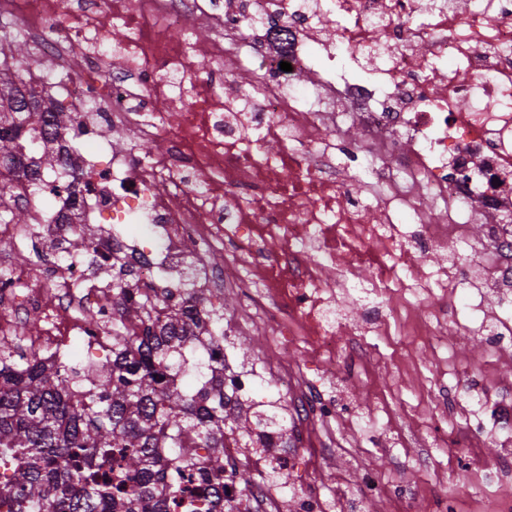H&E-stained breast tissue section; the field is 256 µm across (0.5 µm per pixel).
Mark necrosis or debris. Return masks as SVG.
Returning <instances> with one entry per match:
<instances>
[{
    "label": "necrosis or debris",
    "mask_w": 512,
    "mask_h": 512,
    "mask_svg": "<svg viewBox=\"0 0 512 512\" xmlns=\"http://www.w3.org/2000/svg\"><path fill=\"white\" fill-rule=\"evenodd\" d=\"M191 14L211 25L208 54L217 70L193 75L188 49ZM335 21L332 38L313 33ZM0 22L30 37L54 62L82 59V76L66 97L75 109L65 130L39 137L59 155L57 183L72 184L51 211L41 195L19 186L0 196L1 210L31 212L28 224H1L0 239L27 243L35 257L53 251L41 276L25 267L0 269V339L43 354L79 338L90 355L111 350L119 318L101 255H119L138 287L156 288L159 311L181 305L186 270L202 301L222 292L240 298L224 319V341L197 330L201 362L224 364V391L252 399L260 374L233 363L228 347L243 331L262 327L272 350H298L322 364L319 378L282 359L267 363L283 420L304 429L297 447L283 431L269 432L268 459L330 450L340 407L325 390L347 378L372 352L369 335L385 336L395 308L418 298L416 336H438L448 300L469 287L470 307L482 311L487 284L501 287L499 313L481 322L492 350L512 340V0H0ZM129 32L107 45L112 26ZM265 71L244 104L215 92L220 63ZM308 78L300 101L280 68ZM165 100L168 113L154 111ZM135 130L159 143L143 156L114 138ZM282 142L276 159L262 136ZM88 138L91 159L71 150ZM477 215L491 216L468 274L430 271L449 242L469 239ZM84 224L98 225L96 256L66 242ZM282 241L274 255L261 242ZM223 247V263L212 250ZM340 256L345 276L327 277L323 255ZM372 266L371 277L358 271ZM365 295L361 326L337 316L341 294ZM97 316L87 322V313ZM32 320L36 332H25ZM471 397L469 436L486 426L512 428V381L494 392L465 387ZM225 505L249 512H330L321 491L298 493L234 476L248 458L243 442L227 441ZM361 499L391 495L400 512H425L404 484L387 489L370 466L352 483Z\"/></svg>",
    "instance_id": "necrosis-or-debris-1"
}]
</instances>
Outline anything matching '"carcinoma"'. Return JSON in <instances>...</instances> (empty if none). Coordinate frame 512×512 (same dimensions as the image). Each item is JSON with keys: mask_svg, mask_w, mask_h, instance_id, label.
<instances>
[{"mask_svg": "<svg viewBox=\"0 0 512 512\" xmlns=\"http://www.w3.org/2000/svg\"><path fill=\"white\" fill-rule=\"evenodd\" d=\"M0 50L13 59L0 66V108L15 114L12 130L0 131V163L31 183L39 168L58 162L43 153L31 158L34 169L23 163L27 145L35 144L34 124L59 127L68 115L61 107L45 116L49 90L21 89L15 66L30 64L26 42L12 34ZM93 238L83 229L69 247L88 252ZM197 299L188 289L185 306L157 325L140 288L112 289L113 305L133 330L112 340V357L85 371L55 354L25 355L0 340V461L12 470L0 483V497L12 501L14 512H170L187 476L210 512H233L224 506V440L259 436L277 425V415L241 404L227 408L224 374L192 351V328L202 324ZM168 371L194 372V387L167 384ZM114 464L136 477L134 489L112 478ZM237 476L247 487L259 478L276 481L277 470Z\"/></svg>", "mask_w": 512, "mask_h": 512, "instance_id": "cac0c4a2", "label": "carcinoma"}]
</instances>
